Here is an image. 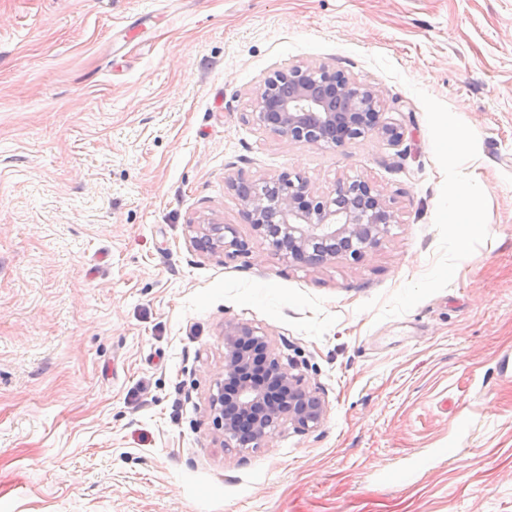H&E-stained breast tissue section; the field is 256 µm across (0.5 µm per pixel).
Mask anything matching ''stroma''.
I'll return each mask as SVG.
<instances>
[{
    "instance_id": "1",
    "label": "stroma",
    "mask_w": 512,
    "mask_h": 512,
    "mask_svg": "<svg viewBox=\"0 0 512 512\" xmlns=\"http://www.w3.org/2000/svg\"><path fill=\"white\" fill-rule=\"evenodd\" d=\"M298 63L375 87L402 142L254 123ZM284 172L399 221L288 262L224 185ZM459 175L480 223L441 208ZM200 216L247 253L196 251ZM228 321L317 389L316 428L225 446ZM0 512H512V0H0Z\"/></svg>"
}]
</instances>
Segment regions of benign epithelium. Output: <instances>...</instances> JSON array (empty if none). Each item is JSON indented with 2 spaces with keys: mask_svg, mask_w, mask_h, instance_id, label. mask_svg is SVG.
Instances as JSON below:
<instances>
[{
  "mask_svg": "<svg viewBox=\"0 0 512 512\" xmlns=\"http://www.w3.org/2000/svg\"><path fill=\"white\" fill-rule=\"evenodd\" d=\"M251 118L293 144L335 149L368 134L391 145L403 139L399 128L385 121L375 89L325 65H288L264 77L254 91ZM226 184L240 198L248 223L294 262L316 266L342 254L359 259L397 223L394 210L366 181L339 182L321 193L288 173L254 183L230 176ZM191 226L193 246L201 253L247 251L229 224L204 217ZM223 337L224 377L209 404L224 440L245 432L258 447L283 421L298 432L319 424L325 413L322 399L279 361L267 333L227 321ZM257 355L263 359L262 383L253 380Z\"/></svg>",
  "mask_w": 512,
  "mask_h": 512,
  "instance_id": "benign-epithelium-1",
  "label": "benign epithelium"
}]
</instances>
